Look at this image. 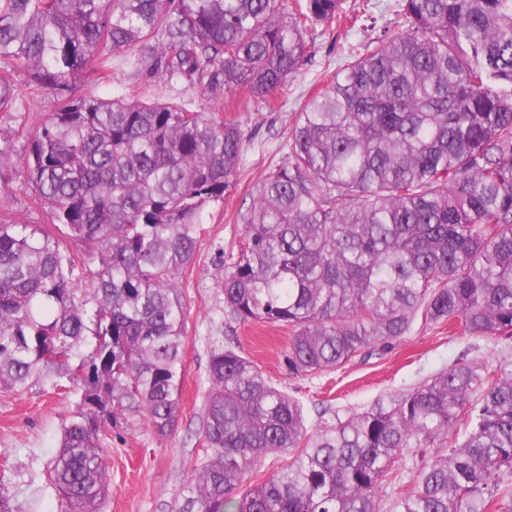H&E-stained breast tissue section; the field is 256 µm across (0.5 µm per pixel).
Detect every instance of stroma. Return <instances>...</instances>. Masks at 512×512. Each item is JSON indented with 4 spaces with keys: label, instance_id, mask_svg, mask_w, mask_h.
I'll return each mask as SVG.
<instances>
[{
    "label": "stroma",
    "instance_id": "35a3bbf8",
    "mask_svg": "<svg viewBox=\"0 0 512 512\" xmlns=\"http://www.w3.org/2000/svg\"><path fill=\"white\" fill-rule=\"evenodd\" d=\"M373 27L346 31L316 29L297 75L275 93L274 107L243 92L225 93L207 84L166 85L147 66L112 61L106 73L92 72L63 87H36L19 81L22 106L0 112V137L8 165L0 170V220L49 223L34 203L22 157L46 114L67 97L118 96L134 101L191 102L195 109L219 112L242 128L246 147L237 180L222 203L206 208L204 231L194 264L182 277L188 306L181 412L175 429L158 437L147 418L126 413L109 430L103 455L110 496L104 512H178L188 494L191 473L204 454L199 437L209 389L207 364L214 347L233 345L254 361L273 384L298 398L310 423H335L364 412L404 392L459 360L496 363L512 358V337L484 340L447 324L415 323L411 331L381 355L357 357L318 376L289 374L285 360L288 331L266 323L240 325L224 314L218 281L226 261L243 239L255 185L287 152L295 115L328 73L346 60L350 47H365L384 30L394 29L401 0H376ZM79 399L73 387L56 388L53 380L33 377L21 390L0 388V479L19 512H60L58 493L49 480L63 426Z\"/></svg>",
    "mask_w": 512,
    "mask_h": 512
}]
</instances>
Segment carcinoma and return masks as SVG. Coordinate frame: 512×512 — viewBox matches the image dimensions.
<instances>
[{
  "mask_svg": "<svg viewBox=\"0 0 512 512\" xmlns=\"http://www.w3.org/2000/svg\"><path fill=\"white\" fill-rule=\"evenodd\" d=\"M341 0H0V112L17 75L47 86L123 54L166 83L269 99ZM240 126L181 103L68 98L25 164L51 224L0 223V387L35 374L81 391L49 479L61 512H98L101 443L126 412L164 437L181 412L182 274L224 201ZM64 228L62 235L55 230ZM98 268L84 274L67 242ZM224 315L288 329V372L332 371L425 324L512 335V0H402L397 30L298 112L229 258ZM183 512H376L390 464L421 465L391 512H512V359L463 362L390 404L310 426L303 404L215 347ZM448 453L427 458L428 448ZM268 454L292 460L259 483Z\"/></svg>",
  "mask_w": 512,
  "mask_h": 512,
  "instance_id": "carcinoma-1",
  "label": "carcinoma"
}]
</instances>
